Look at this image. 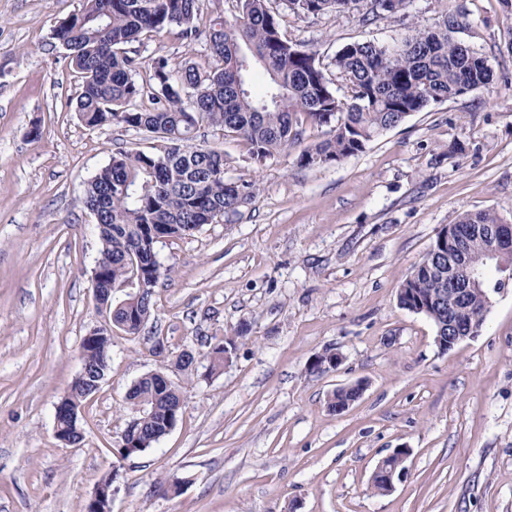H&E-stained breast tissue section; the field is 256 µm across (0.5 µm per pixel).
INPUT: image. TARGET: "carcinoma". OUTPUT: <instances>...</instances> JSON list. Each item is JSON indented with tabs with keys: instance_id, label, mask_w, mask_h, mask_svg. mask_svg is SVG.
Segmentation results:
<instances>
[{
	"instance_id": "obj_1",
	"label": "carcinoma",
	"mask_w": 512,
	"mask_h": 512,
	"mask_svg": "<svg viewBox=\"0 0 512 512\" xmlns=\"http://www.w3.org/2000/svg\"><path fill=\"white\" fill-rule=\"evenodd\" d=\"M203 2L84 0L79 13L53 29L81 81L75 106L79 119L91 128H138L161 143L116 151L88 184L86 205L96 216L100 236V288L111 282L157 284L171 278V270L151 261V227H163L169 238L191 235L232 212L238 195L253 199L259 193L253 179L224 178V156L196 143L201 124L244 140L259 166L299 141L304 123L326 126L328 137L299 154L300 165L323 166L363 151L413 113L480 89L493 77L489 60L451 35L458 25L452 15L443 31L419 28L390 48L348 43L325 64L318 52L281 33L270 0H224L222 14L209 23L205 62L179 73L166 56L157 54L146 62L131 48L173 26L184 41L196 42L202 35ZM286 2L298 13L319 15L350 13L361 0ZM144 66L149 78L140 83L135 75ZM257 68L270 77L260 95L250 88ZM337 82L345 88L341 96ZM144 99L148 107L131 108ZM501 223L491 210L462 213L457 221L461 248L432 242L402 287L426 300L440 296L448 288L450 258L486 270L487 241L468 229ZM153 298L150 291L136 303L128 295L129 303L111 304L115 321L137 327L151 316ZM487 298V285L472 289L458 315L460 323L482 326ZM235 346V339L224 337L209 344V371L223 370L224 354H232ZM111 347L112 338L105 333L90 352H81V360L109 362ZM178 392L176 385L162 396L155 380L139 382L130 405L143 407L134 421L143 429L146 447H153L182 418Z\"/></svg>"
}]
</instances>
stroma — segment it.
Wrapping results in <instances>:
<instances>
[{"label": "stroma", "instance_id": "1", "mask_svg": "<svg viewBox=\"0 0 512 512\" xmlns=\"http://www.w3.org/2000/svg\"><path fill=\"white\" fill-rule=\"evenodd\" d=\"M83 3L0 0V512H76L113 471L112 512H512V283L492 293L478 336L447 352L432 320L397 300L461 213L512 222V0H409L391 22L363 21L369 0L315 17L275 0L288 39L326 59L456 15V39L489 60L493 79L320 167L298 156L323 128L259 167L239 140L201 126L225 177L261 191L237 214L157 243L172 278L137 334L113 329L110 369L71 447L54 435L55 406L80 370L82 338L103 322L86 188L113 152L150 144L138 129L77 118L80 84L52 30ZM138 52L177 71L209 48L171 29ZM224 336L236 349L209 373L202 357ZM158 341L169 356L200 357L174 376L186 409L158 444L123 457L125 395L160 366ZM329 350L338 370L311 375ZM359 382L361 397L333 411L331 393ZM401 447L405 475L373 493L377 465ZM165 480L178 492L162 491Z\"/></svg>", "mask_w": 512, "mask_h": 512}]
</instances>
